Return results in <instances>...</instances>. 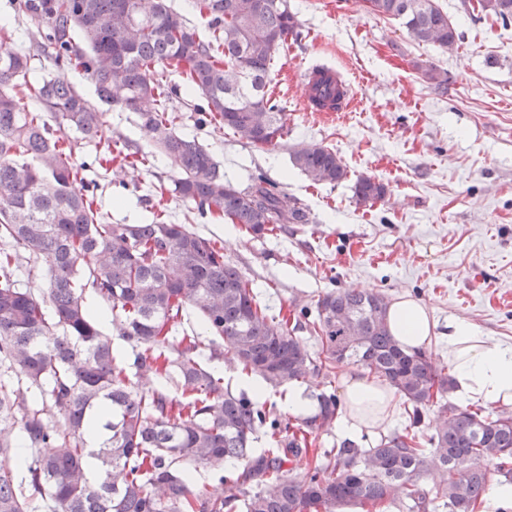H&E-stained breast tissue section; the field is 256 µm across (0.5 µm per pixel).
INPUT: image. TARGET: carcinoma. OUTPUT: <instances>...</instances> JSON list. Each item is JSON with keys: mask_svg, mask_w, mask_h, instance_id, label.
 <instances>
[{"mask_svg": "<svg viewBox=\"0 0 512 512\" xmlns=\"http://www.w3.org/2000/svg\"><path fill=\"white\" fill-rule=\"evenodd\" d=\"M401 21L419 44L456 49L460 35L437 0H367ZM465 12L512 22V0H462ZM202 38L169 0H20L19 9L51 50L55 65L80 69L98 100L135 112L159 153L178 169L171 192L199 215L261 234L278 224H309L295 200L283 207L260 174L239 189L197 136L180 132L171 98L198 95L202 125L217 118L242 143L275 147L287 115L269 93L277 55L298 39L288 0H201ZM30 55L0 28V512H336L358 505L385 512H477L489 489L484 461L512 483V411H472L450 401L448 367L428 350L406 351L390 333L378 293L331 290L294 326L276 320L252 283L216 243L157 213L143 224H110L58 133L91 142L103 113L62 75L27 81ZM448 90V74L417 66ZM181 82H170L164 74ZM39 111L20 105L19 94ZM316 184L347 178L332 149L293 155ZM387 194L361 177V205ZM42 270L46 293L22 287ZM107 305L111 334L93 315L86 290ZM192 311L201 332H179ZM306 330L319 349L312 351ZM270 386L309 375L336 379L356 365L403 399L410 424L373 448L351 439L312 457L307 475L286 469L309 453L308 437L332 430L343 412L333 390L319 413L289 432L257 395L224 389L218 362ZM177 395H170V388ZM438 406L432 433L420 427ZM270 447H253L259 434ZM26 447L17 461L18 443ZM96 467L90 466V460ZM204 469L227 485L211 500L196 488Z\"/></svg>", "mask_w": 512, "mask_h": 512, "instance_id": "1", "label": "carcinoma"}]
</instances>
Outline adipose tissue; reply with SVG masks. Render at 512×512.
Segmentation results:
<instances>
[{"instance_id":"ef3b65f1","label":"adipose tissue","mask_w":512,"mask_h":512,"mask_svg":"<svg viewBox=\"0 0 512 512\" xmlns=\"http://www.w3.org/2000/svg\"><path fill=\"white\" fill-rule=\"evenodd\" d=\"M389 329L404 347L417 349L431 342V323L426 308L410 295L390 304ZM443 356L452 369L456 396L468 403H512V345L492 344L473 326L448 322V345ZM347 431L360 433L382 427L389 419L398 395L393 388L368 378L350 379L343 391Z\"/></svg>"}]
</instances>
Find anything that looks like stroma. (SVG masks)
<instances>
[{"mask_svg":"<svg viewBox=\"0 0 512 512\" xmlns=\"http://www.w3.org/2000/svg\"><path fill=\"white\" fill-rule=\"evenodd\" d=\"M439 4L461 33L451 52L413 42L399 21L372 13L366 0H288L302 35L272 74L270 88L288 115L275 149L245 145L217 124L198 126L190 98L171 100L179 130L197 136L226 179L244 188L265 174L282 198L307 206L312 223L256 235L159 194L176 175L174 163L155 155L152 134L135 113L106 104L100 142L75 140L74 159L87 163L86 178L98 183L109 223H138L151 207L165 211L171 223L216 240L276 317L314 307L331 290L358 288L389 302L407 293L435 323L434 354H441L452 319L473 325L490 343L511 345L512 24L467 18L460 0ZM0 23L22 33L30 82L54 73L14 0H0ZM318 63L352 84L349 111L326 118L303 109L297 83ZM421 64L449 74L447 93L422 81ZM305 144L333 149L346 180L311 183L292 159ZM108 149L151 160L134 168L98 165L96 153ZM362 176L386 184L384 200L357 204L353 186Z\"/></svg>","mask_w":512,"mask_h":512,"instance_id":"stroma-1","label":"stroma"}]
</instances>
